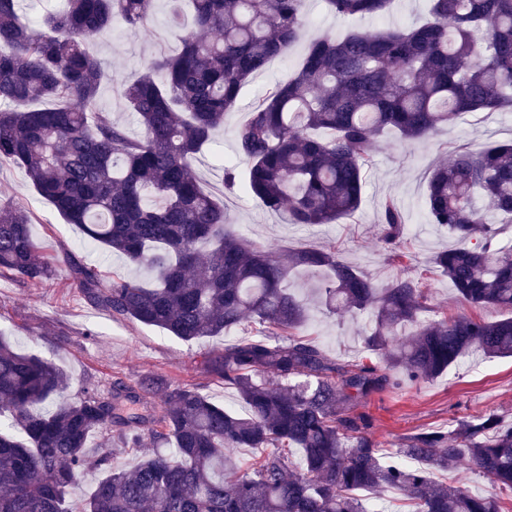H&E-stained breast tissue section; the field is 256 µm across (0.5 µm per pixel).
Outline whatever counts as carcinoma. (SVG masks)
Listing matches in <instances>:
<instances>
[{
	"label": "carcinoma",
	"mask_w": 512,
	"mask_h": 512,
	"mask_svg": "<svg viewBox=\"0 0 512 512\" xmlns=\"http://www.w3.org/2000/svg\"><path fill=\"white\" fill-rule=\"evenodd\" d=\"M156 2L64 0L31 21L23 0H0V164L22 168L66 223L154 283L105 276L69 252L47 257L19 204H0V274L41 285L64 265L89 304L186 342L258 326L206 359L246 413L157 377L90 383L72 401L61 367L0 336V512H388L389 491L412 512H505L512 424L499 414L417 433L390 456L353 408L387 385L431 381L469 354L512 356V244L486 218L512 224V141L454 150L424 199L429 220L455 240L431 266L460 301L507 317L427 319L421 276L381 286L329 248L271 252L232 232L224 204L200 185L194 162L243 86L297 42L305 0H187L192 30L182 0H168L180 49L126 86L134 136L98 107L107 75L86 42L115 22L146 28ZM390 2L326 7L364 18ZM429 2L421 25L310 42L291 76L251 105L235 130L237 155L265 208L297 225L350 217L386 135L422 141L465 114L512 108V0ZM381 221L388 259L406 267L397 202H384ZM298 269L326 274L318 293L327 312L368 316L367 355L333 360L300 332L308 308L287 286ZM96 436L135 451L148 439L154 450L128 470L101 456L106 476L75 507L70 489ZM239 448L264 451L241 475L231 464ZM464 462L488 480L486 494L432 480Z\"/></svg>",
	"instance_id": "cac0c4a2"
}]
</instances>
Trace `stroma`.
<instances>
[{
    "mask_svg": "<svg viewBox=\"0 0 512 512\" xmlns=\"http://www.w3.org/2000/svg\"><path fill=\"white\" fill-rule=\"evenodd\" d=\"M428 9L429 0H392L383 14L343 19L329 12L324 0H306L307 24L301 40L244 85L237 108L224 120V130L216 138L214 151L203 155L197 165L203 189L223 200L227 217L239 235L279 249H334L344 260L383 284L399 272L380 244V203L391 196L398 200L404 214L407 230L402 246L413 265L425 267L432 255L451 246L447 228L430 223L424 209L429 174L436 165L448 161L458 147L476 149L512 139L510 109L465 116L456 125L412 146L384 143L366 173L363 199L356 215L320 226L284 223L281 215L268 211L251 197L242 184L247 164L237 158L234 146L235 128L245 119L252 103L272 83L291 75L313 39L324 35L338 38L351 28H407L425 21ZM167 10L166 0H159L148 30H130L116 24L87 43L88 51L104 62L108 73L100 93V106L134 135L139 134L140 128L126 105L122 88L143 72L159 52H172L179 47L178 37L166 25ZM218 155L235 160L239 182L234 187L225 186L223 173L214 162ZM0 202L18 203L29 211L33 232L46 256L69 251L105 272L148 280L145 270L88 243L77 226L65 223L16 165H0ZM321 280V273L303 272L289 281L290 288L307 297L310 304L305 334L331 358L347 361L363 356L356 318L323 311L316 296ZM426 286L431 318L469 314V307L458 301L445 276L437 272L428 274ZM253 333V328L247 327L231 331L229 337ZM0 335L6 336L17 351L42 355L65 369L70 377L67 395L73 399L80 397L85 384L90 382L105 387L116 379L134 384L143 377L154 376L197 388L216 403L236 411L244 409L236 390L209 376L204 367L206 356L223 347L229 337L184 342L158 328L110 317L83 300L63 268L39 288L8 276L0 277ZM489 410L512 420L510 357L478 356L449 368L433 382L388 388L355 407L356 413L371 417L369 434L389 453L406 437L444 429L456 420Z\"/></svg>",
    "mask_w": 512,
    "mask_h": 512,
    "instance_id": "1",
    "label": "stroma"
}]
</instances>
